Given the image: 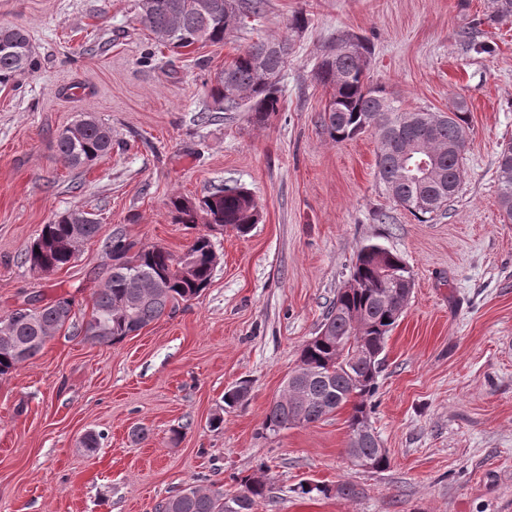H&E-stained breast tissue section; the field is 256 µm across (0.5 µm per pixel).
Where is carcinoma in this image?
Segmentation results:
<instances>
[{
  "label": "carcinoma",
  "mask_w": 512,
  "mask_h": 512,
  "mask_svg": "<svg viewBox=\"0 0 512 512\" xmlns=\"http://www.w3.org/2000/svg\"><path fill=\"white\" fill-rule=\"evenodd\" d=\"M265 0H139L140 22L154 39L173 49L198 43L219 44L248 17L263 14ZM512 21V0H491V10L462 33L467 46L479 51L483 45L474 31L487 24ZM281 45L293 48L291 37H272L240 51L210 79L208 96L217 112H251L256 121L266 122L280 111V82L267 83L266 75L281 76L288 55ZM370 46L359 37L340 36L317 64L315 80L331 89V99L320 117L329 138L343 142L371 129L367 118L375 116L379 126L371 131L380 148L376 175L392 199L419 222L426 223L447 207L462 181V157L457 147H466L471 121L464 99L448 113L429 110L403 111L388 97L385 88L368 77ZM37 68L27 32L16 26H0V87ZM236 90L241 101L227 96ZM56 148L73 168L88 167L112 151L111 130L97 118L86 115L63 131ZM414 152L431 160L428 176L416 180L402 173L404 155ZM498 204L503 221L512 222V148L497 156ZM170 204L179 223H197L198 213L207 223L232 226L240 233L250 231L260 220L258 204L244 187H225L197 202L176 196ZM89 213L68 210L43 225L25 255L33 269H61L76 259L80 243L100 235L102 225L87 219ZM112 258L102 288L95 293L92 313L80 326L84 337L94 342L116 344L151 322L171 313L181 303L197 298L209 286L217 262L210 235L196 237L187 250L192 258L183 271V257L160 245L137 246L116 231L104 240ZM351 279L358 288L340 289L329 306L317 336L303 347L300 362L308 379L286 383L279 398L269 407L263 431L276 434L296 424L324 420L345 407L348 429L370 420V399L377 389L379 370L348 365L336 347V339L367 351L384 350L387 337L402 316L414 285L403 259L377 244L363 245ZM74 300L59 297L37 305L16 308L0 318V376L13 373L44 347L65 325H75ZM248 393L241 382L224 392V405L233 408ZM373 442L350 445L347 453L368 457L373 469L383 470L389 458L375 452ZM241 490L229 497L220 489L192 483L178 495L161 502L156 512H254L267 501V482L258 476L240 480Z\"/></svg>",
  "instance_id": "carcinoma-1"
}]
</instances>
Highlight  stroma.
Masks as SVG:
<instances>
[{
	"label": "stroma",
	"instance_id": "35a3bbf8",
	"mask_svg": "<svg viewBox=\"0 0 512 512\" xmlns=\"http://www.w3.org/2000/svg\"><path fill=\"white\" fill-rule=\"evenodd\" d=\"M488 6L267 0L224 43L175 54L143 29L138 0H0V25L24 28L38 59L0 89V317L68 293L86 320L114 231L185 252L207 227L177 223L171 196L242 186L261 214L248 233L216 236L210 285L172 316L114 345L65 326L0 378V512H154L187 484L233 495L238 478L260 472L271 501L257 512H512V223L496 172L512 142V22L481 28L484 53L461 38ZM300 10L308 26L290 34ZM343 32L370 44L369 76L402 108L445 112L466 100L465 172L446 215L422 224L389 197L372 133L336 143L320 127L330 93L313 70ZM288 34L281 112L260 124L210 111L209 73L253 41ZM88 114L110 128L112 152L68 167L56 137ZM69 209L92 213L100 238L56 272L30 270L27 247ZM367 243L399 254L414 278L371 399L383 471L350 465L347 410L263 430ZM242 381L246 400L225 407ZM89 432L98 447L83 446Z\"/></svg>",
	"mask_w": 512,
	"mask_h": 512
}]
</instances>
